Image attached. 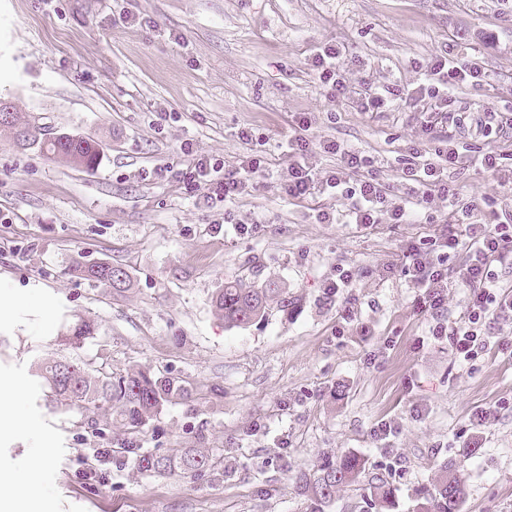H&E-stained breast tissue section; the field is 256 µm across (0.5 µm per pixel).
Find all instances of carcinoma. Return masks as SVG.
Listing matches in <instances>:
<instances>
[{
    "instance_id": "obj_1",
    "label": "carcinoma",
    "mask_w": 512,
    "mask_h": 512,
    "mask_svg": "<svg viewBox=\"0 0 512 512\" xmlns=\"http://www.w3.org/2000/svg\"><path fill=\"white\" fill-rule=\"evenodd\" d=\"M13 120L28 129L27 145L37 146L50 155L87 169L94 168L103 156L102 144L90 137L47 133L37 117L25 119L15 114ZM113 268L114 264L99 260L78 262L70 270L94 286L112 289L114 294L130 291L132 281L127 272L124 273L123 286L112 287ZM273 303L282 312L288 311L293 305L283 288H253L241 280L225 284L212 297L215 312L224 318V324L231 327H244L265 319ZM97 332L96 323L77 320L61 339L62 345L71 349V353L38 363L37 373L48 389L50 402L80 414L99 410L106 405L113 409L123 427L132 433H139L166 403L187 395L182 385L160 372L136 371L116 382L112 381L111 373L93 366L92 360L83 358L79 353L84 341L95 337ZM112 452L123 460H133L139 472L146 475L175 471L194 475L207 472L215 481L224 479L221 456L197 448H186L178 455L162 457L134 447L132 441H126ZM364 472L365 462L358 456L344 453L335 458L327 457L315 472H300L295 476L296 489L298 494L307 498L310 512H324V506L336 497V493L359 484ZM456 472L457 465L454 463L441 465L432 484L416 493L412 512H460L466 489ZM395 491L393 484L373 476L368 480L364 497L369 508L376 512H387L395 505Z\"/></svg>"
}]
</instances>
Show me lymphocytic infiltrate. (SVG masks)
<instances>
[{
  "label": "lymphocytic infiltrate",
  "instance_id": "1",
  "mask_svg": "<svg viewBox=\"0 0 512 512\" xmlns=\"http://www.w3.org/2000/svg\"><path fill=\"white\" fill-rule=\"evenodd\" d=\"M484 79L485 74L478 64L439 59L431 65L425 84L416 88L415 93L420 100L438 105L455 88ZM308 148V141L300 136L291 137L287 142L292 157L285 180L289 196L300 198L318 189L344 197L348 202V221L352 224H374L383 214L400 224L411 216L408 203H390L374 180L363 178L350 184L344 180L342 172L337 171L316 177L303 160ZM263 164V157L256 156L241 167L238 175L226 176L220 165L201 158L191 168L180 170L179 178L187 188L209 185L230 199L241 192L245 176L258 171ZM442 242L450 254L462 257L459 277L468 288L467 315L462 322L437 325L434 334L448 337L456 358L468 362L476 359L486 347L487 320L494 316H512V293L501 290L497 272L498 265L512 262V225L483 224L472 229L467 242H460L454 234L443 237ZM403 273L412 287L423 290L430 308L443 307L444 290L448 286L447 266L428 261L421 250L413 246L405 255Z\"/></svg>",
  "mask_w": 512,
  "mask_h": 512
}]
</instances>
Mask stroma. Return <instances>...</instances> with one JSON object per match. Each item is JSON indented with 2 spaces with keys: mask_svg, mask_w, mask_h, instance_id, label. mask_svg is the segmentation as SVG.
I'll return each instance as SVG.
<instances>
[{
  "mask_svg": "<svg viewBox=\"0 0 512 512\" xmlns=\"http://www.w3.org/2000/svg\"><path fill=\"white\" fill-rule=\"evenodd\" d=\"M327 44L347 81L340 96L312 69ZM442 57L488 76L450 94L449 111L512 113V0H0V98L49 131L105 146L85 169L0 127V297L11 299L0 380L19 382L14 409L29 423L0 429V472L21 482L38 473L29 512H306L293 476L326 452L392 475L391 512H408L437 464L458 459L460 512H512V318L487 324L486 350L460 362L433 330L465 319L466 286L451 281L434 311L402 273L407 248L447 225H512V173L453 166L448 187L470 214L434 191L416 224L385 214L323 224L320 212H342L346 200L283 189L281 145L298 134L318 173L340 167L324 143L363 152L392 201L410 190L414 150L451 142L512 158V125L489 140L409 96ZM384 90L394 109L361 110L365 93ZM256 153L264 166L229 202L174 176L202 157L236 172ZM76 258L125 268L132 290L78 278ZM343 268L352 281L325 294ZM235 279L286 288L292 309L225 325L211 300ZM80 318L99 326L84 354L100 355L113 377L161 372L188 391L138 445L160 456L220 449L223 481L139 474L112 458L130 436L110 409L53 407L34 364L59 353ZM485 410L482 447L465 456L469 419ZM382 422L393 428L384 440L374 433Z\"/></svg>",
  "mask_w": 512,
  "mask_h": 512,
  "instance_id": "stroma-1",
  "label": "stroma"
}]
</instances>
